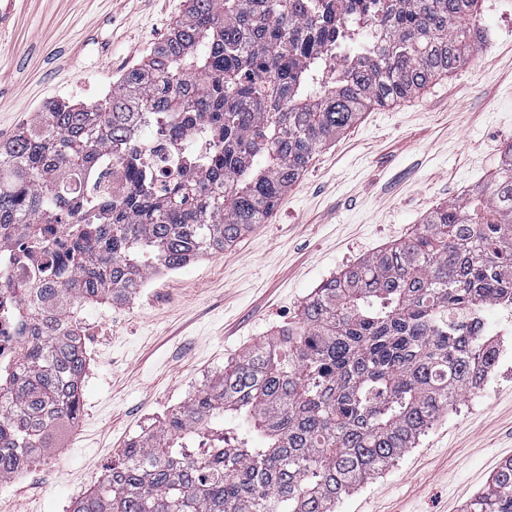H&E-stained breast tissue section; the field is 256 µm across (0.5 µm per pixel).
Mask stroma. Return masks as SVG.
I'll return each mask as SVG.
<instances>
[{
    "instance_id": "obj_1",
    "label": "stroma",
    "mask_w": 512,
    "mask_h": 512,
    "mask_svg": "<svg viewBox=\"0 0 512 512\" xmlns=\"http://www.w3.org/2000/svg\"><path fill=\"white\" fill-rule=\"evenodd\" d=\"M484 39L448 77L359 121L314 153L264 224L224 251L80 312L90 360L81 419L11 512H69L136 435L156 430L225 363L298 321L314 288L488 182L512 142V0H484ZM184 0H15L0 27V143L46 106L101 103L166 38ZM498 364L383 474L335 512H461L512 458V312Z\"/></svg>"
}]
</instances>
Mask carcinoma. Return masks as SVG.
<instances>
[{"mask_svg":"<svg viewBox=\"0 0 512 512\" xmlns=\"http://www.w3.org/2000/svg\"><path fill=\"white\" fill-rule=\"evenodd\" d=\"M370 2L362 26L365 0H188L103 102L50 104L0 145V229L20 225L24 252L45 256L15 284L25 339L0 375V482L78 416L77 308L231 246L317 146L454 73L481 42L483 0ZM144 121L163 135L199 126L213 151L185 148L160 189L124 153ZM108 160L124 188L85 198L76 185ZM489 305L512 308V143L490 183L323 282L295 324L133 437L72 512H334L491 372ZM463 512H512V459Z\"/></svg>","mask_w":512,"mask_h":512,"instance_id":"carcinoma-1","label":"carcinoma"}]
</instances>
